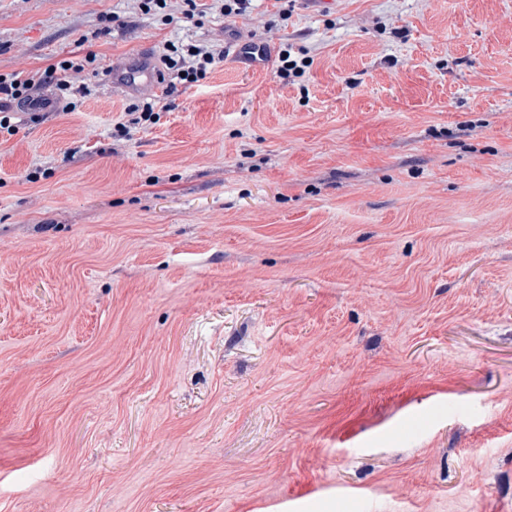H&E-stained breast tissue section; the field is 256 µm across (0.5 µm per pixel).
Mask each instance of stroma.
<instances>
[{
    "label": "stroma",
    "instance_id": "stroma-1",
    "mask_svg": "<svg viewBox=\"0 0 512 512\" xmlns=\"http://www.w3.org/2000/svg\"><path fill=\"white\" fill-rule=\"evenodd\" d=\"M283 8L0 0L1 73L124 21L0 133V512H512V0ZM211 40L116 137L112 65ZM138 8L144 15H155L164 13L165 22L170 23L175 19L184 22H190L195 17H203L207 13V9L211 11H219L224 17L238 16L246 12L250 0H210L212 2L207 6L201 0H180V7L172 12L168 9L169 0H138ZM181 15L175 16V14ZM171 84H193L204 80L224 60V47L194 43H166L160 56ZM184 73V76H181ZM310 57H296L292 55V47L281 49L278 54V64L274 74L276 77L286 80L288 77L300 76L305 73V68H308L312 63ZM168 109V104L159 107L156 101L152 99H150V101L147 99L138 100L137 102L129 104L125 110V114L132 117L127 121L128 125L123 122L116 123V136L126 137L129 134V125L152 123L155 120L154 112H167Z\"/></svg>",
    "mask_w": 512,
    "mask_h": 512
}]
</instances>
